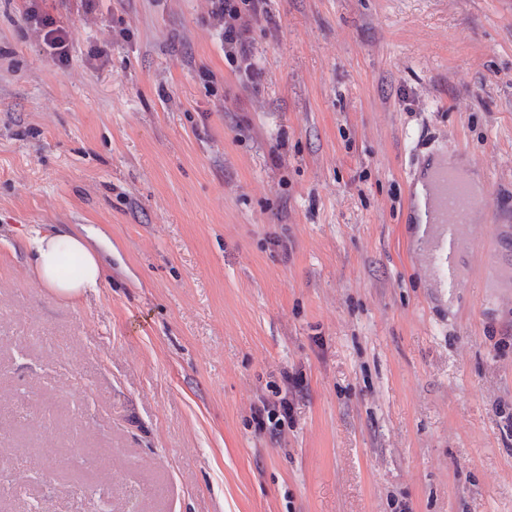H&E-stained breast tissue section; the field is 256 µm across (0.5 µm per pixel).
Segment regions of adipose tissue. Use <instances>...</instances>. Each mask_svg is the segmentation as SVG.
<instances>
[{
  "mask_svg": "<svg viewBox=\"0 0 512 512\" xmlns=\"http://www.w3.org/2000/svg\"><path fill=\"white\" fill-rule=\"evenodd\" d=\"M32 268L37 280L58 297L76 299L96 288L105 277L97 252L79 235L63 231H35L29 240ZM79 259V274H70L65 261Z\"/></svg>",
  "mask_w": 512,
  "mask_h": 512,
  "instance_id": "adipose-tissue-1",
  "label": "adipose tissue"
}]
</instances>
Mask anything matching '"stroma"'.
Returning a JSON list of instances; mask_svg holds the SVG:
<instances>
[{
	"instance_id": "1",
	"label": "stroma",
	"mask_w": 512,
	"mask_h": 512,
	"mask_svg": "<svg viewBox=\"0 0 512 512\" xmlns=\"http://www.w3.org/2000/svg\"><path fill=\"white\" fill-rule=\"evenodd\" d=\"M209 9L0 0V512H512V296H436L402 221L446 144L512 218V0H268L253 83ZM38 24L43 31V40L50 49V55L59 65L70 62L69 34L66 28L57 24L54 17L44 13L38 18ZM29 249L37 280L58 297L79 298L86 290L97 288L105 277L99 255L82 236L63 231L34 230ZM67 258L79 259L81 268L78 275L67 271ZM277 398L272 402L264 400L261 406L253 407L252 416L259 430L268 428L271 433L275 432L291 417L293 408L286 396H277Z\"/></svg>"
}]
</instances>
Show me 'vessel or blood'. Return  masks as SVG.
Instances as JSON below:
<instances>
[{
	"instance_id": "vessel-or-blood-1",
	"label": "vessel or blood",
	"mask_w": 512,
	"mask_h": 512,
	"mask_svg": "<svg viewBox=\"0 0 512 512\" xmlns=\"http://www.w3.org/2000/svg\"><path fill=\"white\" fill-rule=\"evenodd\" d=\"M425 237L422 245L432 288L439 295L454 291L461 280L464 254L482 257L487 243L474 234L471 216L487 213L488 196L473 192L469 180L449 169L446 157L427 164Z\"/></svg>"
}]
</instances>
